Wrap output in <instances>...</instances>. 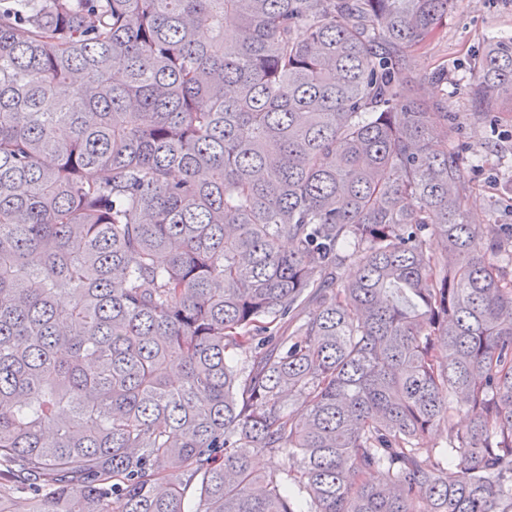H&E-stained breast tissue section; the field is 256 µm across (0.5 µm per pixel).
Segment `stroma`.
<instances>
[{"label": "stroma", "instance_id": "stroma-1", "mask_svg": "<svg viewBox=\"0 0 512 512\" xmlns=\"http://www.w3.org/2000/svg\"><path fill=\"white\" fill-rule=\"evenodd\" d=\"M503 36L512 38V0H459L438 35L408 58L415 74L448 70L447 84H423L421 93L447 97L457 121L456 145L469 163L473 224H512V179L502 173L503 157H512V111L478 114L470 92L486 46Z\"/></svg>", "mask_w": 512, "mask_h": 512}]
</instances>
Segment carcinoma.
Wrapping results in <instances>:
<instances>
[{
  "instance_id": "carcinoma-1",
  "label": "carcinoma",
  "mask_w": 512,
  "mask_h": 512,
  "mask_svg": "<svg viewBox=\"0 0 512 512\" xmlns=\"http://www.w3.org/2000/svg\"><path fill=\"white\" fill-rule=\"evenodd\" d=\"M455 2L0 0V512H512V244L406 64Z\"/></svg>"
}]
</instances>
